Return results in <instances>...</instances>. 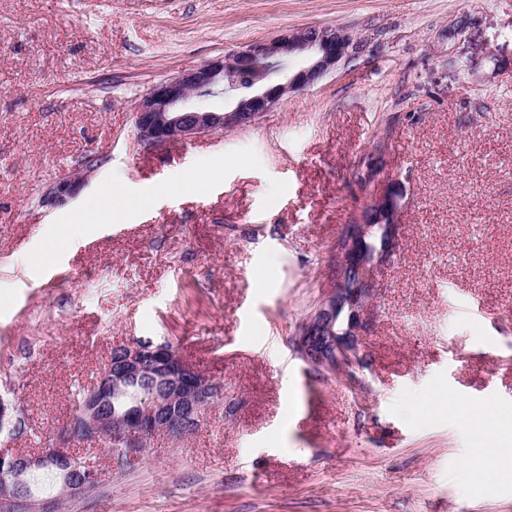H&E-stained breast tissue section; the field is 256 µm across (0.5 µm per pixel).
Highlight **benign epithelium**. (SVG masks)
<instances>
[{
  "label": "benign epithelium",
  "instance_id": "7a95c632",
  "mask_svg": "<svg viewBox=\"0 0 512 512\" xmlns=\"http://www.w3.org/2000/svg\"><path fill=\"white\" fill-rule=\"evenodd\" d=\"M364 47L362 40L330 26L253 40L239 50L152 85L136 108L138 138L146 145L159 146L250 125L289 94L313 87L350 63ZM286 59L297 61V70L288 83L254 84L247 90L239 85L242 70ZM230 91L235 102L229 109L200 104L202 99ZM384 169L382 151L371 164L356 169L354 184L366 206L382 215L387 235L376 253L361 250L360 243L370 227L358 214L337 239L335 285L302 322L295 339L297 352L310 366L343 371L363 364L362 337L370 331L368 310L373 303L370 284L395 254L396 224L404 195L403 184L382 176ZM92 172L90 164L82 173L61 176L42 195L41 204L50 208L66 205L88 184ZM348 269L357 272L355 288L344 285L341 273ZM341 312L347 313V326L336 335L333 324ZM118 349L122 353L118 366L104 370L54 443L33 455L0 453V467L10 475L0 483V506H7V512H38L40 503L33 498L28 483V476L37 469L55 468L63 492L70 497L83 494L96 483L98 475L85 469L70 452L74 441L107 440L119 450L118 461L130 465L141 457L147 440L171 433L175 425L186 430L196 428L204 410L224 397L223 383L199 372L165 343L153 346L133 340ZM148 378L154 381V388L144 400L138 388ZM104 399H122L126 408L102 418L98 402Z\"/></svg>",
  "mask_w": 512,
  "mask_h": 512
}]
</instances>
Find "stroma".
I'll return each instance as SVG.
<instances>
[{"label": "stroma", "mask_w": 512, "mask_h": 512, "mask_svg": "<svg viewBox=\"0 0 512 512\" xmlns=\"http://www.w3.org/2000/svg\"><path fill=\"white\" fill-rule=\"evenodd\" d=\"M334 26L366 48L243 128L161 147L135 107L154 83L252 40ZM406 189L374 278L363 367L294 350L333 286L334 246L376 143ZM230 157L200 193L174 183ZM55 209L40 199L85 158ZM149 196L65 239L113 178ZM0 399L31 454L74 415L114 347L171 343L224 399L193 433L152 438L57 512H512V0H0ZM480 306L464 314L465 303ZM479 408L463 421L448 394ZM83 173L63 175L58 178L42 195L41 204L45 207H62L74 199L79 191L88 184V177L94 171L93 165L84 168Z\"/></svg>", "instance_id": "35a3bbf8"}]
</instances>
